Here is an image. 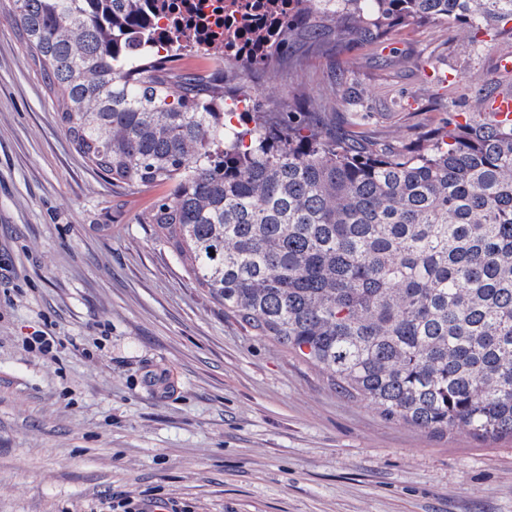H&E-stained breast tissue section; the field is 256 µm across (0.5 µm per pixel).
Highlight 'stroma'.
I'll return each instance as SVG.
<instances>
[{"instance_id":"stroma-1","label":"stroma","mask_w":512,"mask_h":512,"mask_svg":"<svg viewBox=\"0 0 512 512\" xmlns=\"http://www.w3.org/2000/svg\"><path fill=\"white\" fill-rule=\"evenodd\" d=\"M512 30L488 46L445 22L225 70V101L382 152L420 150L480 108ZM128 189L85 161L0 13V512H512V437L435 436L383 418L250 335L197 288ZM56 338L53 357L28 337Z\"/></svg>"}]
</instances>
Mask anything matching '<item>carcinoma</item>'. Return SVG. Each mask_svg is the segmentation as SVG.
Returning <instances> with one entry per match:
<instances>
[{
    "label": "carcinoma",
    "instance_id": "1",
    "mask_svg": "<svg viewBox=\"0 0 512 512\" xmlns=\"http://www.w3.org/2000/svg\"><path fill=\"white\" fill-rule=\"evenodd\" d=\"M164 0H9L76 150L127 188L196 284L383 417L512 437V124L471 113L424 151L330 136L306 103L224 122V53L183 76L151 50ZM268 46L310 50L451 22L467 44L512 0H309Z\"/></svg>",
    "mask_w": 512,
    "mask_h": 512
}]
</instances>
